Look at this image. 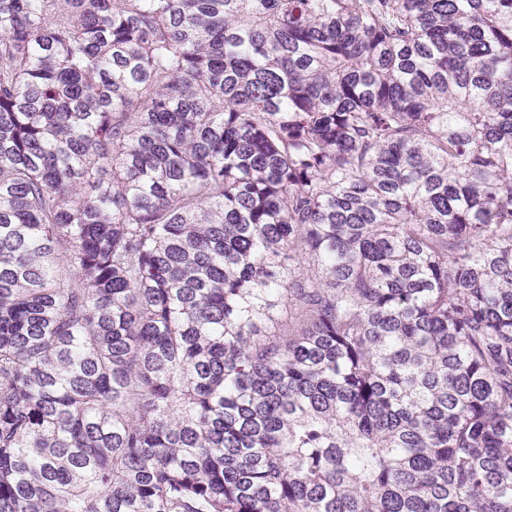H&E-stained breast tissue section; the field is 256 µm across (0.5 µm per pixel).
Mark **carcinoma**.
<instances>
[{
    "mask_svg": "<svg viewBox=\"0 0 512 512\" xmlns=\"http://www.w3.org/2000/svg\"><path fill=\"white\" fill-rule=\"evenodd\" d=\"M0 512H512V0H0Z\"/></svg>",
    "mask_w": 512,
    "mask_h": 512,
    "instance_id": "obj_1",
    "label": "carcinoma"
}]
</instances>
